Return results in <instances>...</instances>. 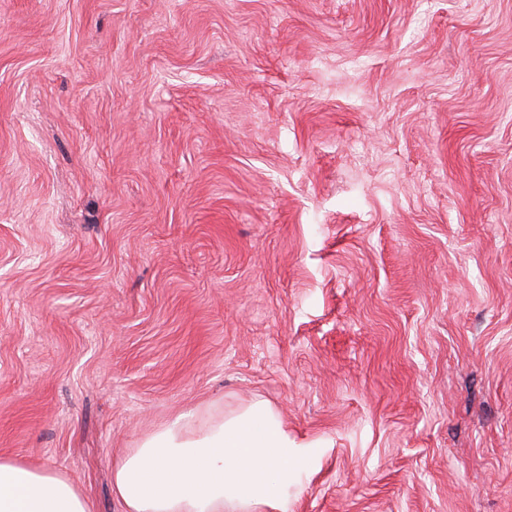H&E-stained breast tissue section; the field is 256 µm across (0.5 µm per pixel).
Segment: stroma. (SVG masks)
Returning <instances> with one entry per match:
<instances>
[{
    "label": "stroma",
    "instance_id": "35a3bbf8",
    "mask_svg": "<svg viewBox=\"0 0 512 512\" xmlns=\"http://www.w3.org/2000/svg\"><path fill=\"white\" fill-rule=\"evenodd\" d=\"M254 401L288 512H512V0H0V455Z\"/></svg>",
    "mask_w": 512,
    "mask_h": 512
}]
</instances>
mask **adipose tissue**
<instances>
[{
    "label": "adipose tissue",
    "mask_w": 512,
    "mask_h": 512,
    "mask_svg": "<svg viewBox=\"0 0 512 512\" xmlns=\"http://www.w3.org/2000/svg\"><path fill=\"white\" fill-rule=\"evenodd\" d=\"M314 446L290 437L272 407L172 424L116 463L126 512H288ZM0 512H93L66 474L0 456Z\"/></svg>",
    "instance_id": "1"
}]
</instances>
